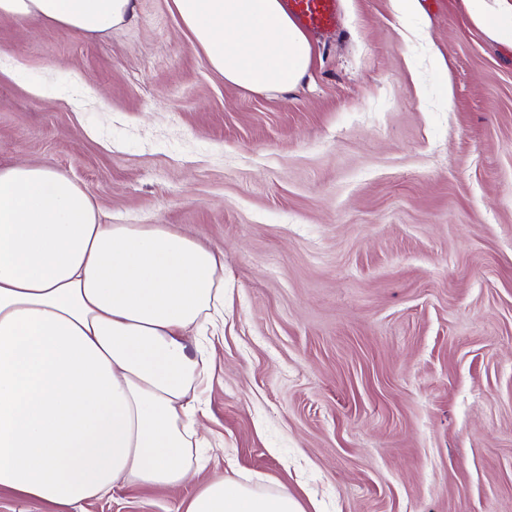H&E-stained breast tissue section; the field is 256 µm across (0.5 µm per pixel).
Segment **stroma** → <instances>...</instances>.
I'll list each match as a JSON object with an SVG mask.
<instances>
[{
    "label": "stroma",
    "instance_id": "stroma-1",
    "mask_svg": "<svg viewBox=\"0 0 512 512\" xmlns=\"http://www.w3.org/2000/svg\"><path fill=\"white\" fill-rule=\"evenodd\" d=\"M292 91L226 82L172 0L0 18V166L224 254L205 476L305 512H512V52L461 0H340ZM117 487L85 512H175ZM133 0H0V17L33 19L82 33H105L133 11Z\"/></svg>",
    "mask_w": 512,
    "mask_h": 512
}]
</instances>
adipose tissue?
I'll return each mask as SVG.
<instances>
[{"mask_svg":"<svg viewBox=\"0 0 512 512\" xmlns=\"http://www.w3.org/2000/svg\"><path fill=\"white\" fill-rule=\"evenodd\" d=\"M512 50V0H462ZM226 82L292 90L313 47L283 0H173ZM133 0H0V17L105 33ZM224 316V255L164 224H105L82 186L0 167V490L83 512L128 484L200 486L185 512H304L281 485L203 477L195 428Z\"/></svg>","mask_w":512,"mask_h":512,"instance_id":"adipose-tissue-1","label":"adipose tissue"}]
</instances>
